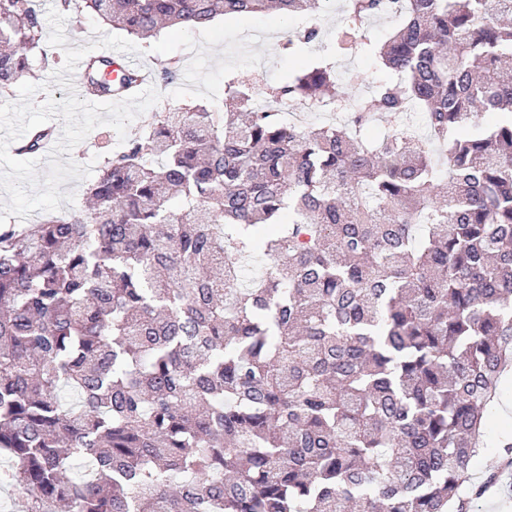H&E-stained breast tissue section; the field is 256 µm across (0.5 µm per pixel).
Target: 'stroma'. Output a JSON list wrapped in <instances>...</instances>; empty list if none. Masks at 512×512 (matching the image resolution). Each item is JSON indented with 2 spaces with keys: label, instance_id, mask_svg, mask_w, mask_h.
I'll return each instance as SVG.
<instances>
[{
  "label": "stroma",
  "instance_id": "stroma-1",
  "mask_svg": "<svg viewBox=\"0 0 512 512\" xmlns=\"http://www.w3.org/2000/svg\"><path fill=\"white\" fill-rule=\"evenodd\" d=\"M308 16L295 15L287 19L269 14H246L234 18H218L189 32L162 31L149 43L140 44L136 60L143 70H153L160 61L178 64L176 78L167 84L157 83L161 94L156 107L175 109L186 104H206L223 96L225 82L235 77L246 86L263 89L280 83L298 67L318 61L335 63L337 75L358 70L365 77L361 92L371 91L376 81L390 78L376 56L366 52L340 56L336 53V33L343 26L341 0H329L320 16L321 36L318 41L301 46L299 52L289 53L282 44L288 34L303 30ZM64 49L48 46L46 51L30 55L29 82L40 87L33 97L34 104L47 98L60 101L67 93L53 84L52 74L64 64ZM119 144L117 133L110 127L93 129L71 153L59 154L60 162L88 164L103 157ZM512 435V419L494 416L486 430L485 444L472 464L474 481H482L488 471L501 474L500 487L490 488L474 512H512V470L502 461L500 443Z\"/></svg>",
  "mask_w": 512,
  "mask_h": 512
}]
</instances>
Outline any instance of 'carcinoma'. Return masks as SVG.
Masks as SVG:
<instances>
[{
	"mask_svg": "<svg viewBox=\"0 0 512 512\" xmlns=\"http://www.w3.org/2000/svg\"><path fill=\"white\" fill-rule=\"evenodd\" d=\"M56 2L143 39L325 0ZM344 13L337 54L397 80L359 95L309 64L264 110L230 79L152 113L84 208L0 225V484L24 512H468L495 482L471 462L512 362V118L481 116L512 112V0ZM43 34L35 0H0L1 93ZM111 65L85 61L89 94L136 87ZM288 103L347 120L292 126ZM402 22V17L393 18L391 15L372 20L369 25L372 41L381 45L401 25Z\"/></svg>",
	"mask_w": 512,
	"mask_h": 512,
	"instance_id": "obj_1",
	"label": "carcinoma"
}]
</instances>
